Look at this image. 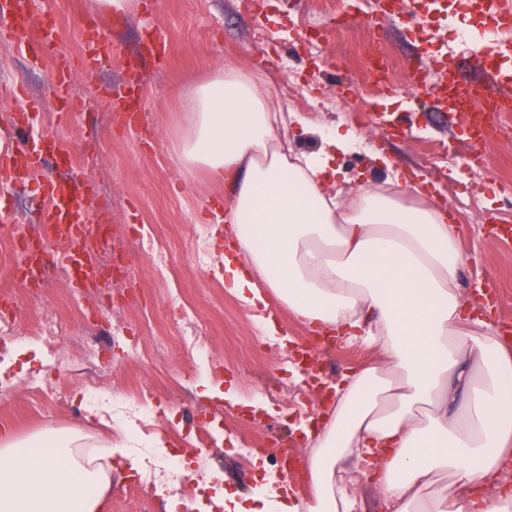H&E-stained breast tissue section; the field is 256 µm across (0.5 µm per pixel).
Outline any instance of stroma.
Segmentation results:
<instances>
[{
	"label": "stroma",
	"instance_id": "stroma-1",
	"mask_svg": "<svg viewBox=\"0 0 512 512\" xmlns=\"http://www.w3.org/2000/svg\"><path fill=\"white\" fill-rule=\"evenodd\" d=\"M329 13L317 14L316 0H264L267 35L254 36L253 7L245 0H148L140 12L125 18H106L101 28L112 47L109 64L86 70L83 29L93 16V0H34L36 17L53 20L57 50L73 67L72 100L85 101L68 120H61L52 93L53 64L49 58L0 43V143L11 144L10 116L15 96L27 95L39 105L40 129L63 143L90 185L92 211L112 226V242L103 247L117 265L131 267L132 280L114 283L110 298L95 316L86 318L69 299V284L52 257H45L39 288L26 292L10 277L16 262L13 240L35 235L48 219L46 208L33 198L37 185L30 179L6 189L5 200L15 220L0 233V291L21 296L26 313L0 334V364L7 365L0 381V430L30 438L45 430L80 432L86 443L103 447L116 442L118 429L137 436L135 449L144 462L143 473L112 469V484L104 512H167V495L160 489L171 482L165 464L170 458H189L202 475L197 512H206L224 490L249 496L263 484L278 481L279 468L246 461L243 447L258 440H295L294 452L306 459L308 439L299 438L302 416L319 407L322 395L305 388L301 366L290 362L287 350L271 342L248 308L214 274L224 250V212L229 193L203 171L180 172L173 142L181 124L180 93L185 84L230 62L267 78L272 92L287 100L306 120L309 129L292 126L289 139L295 150L316 151L320 135L352 121L374 147L361 156L339 155L338 178L345 187L357 180L386 179L389 172L416 178L425 198L440 204L458 231L459 248L467 261L463 286L492 278L495 317L512 318V243L493 235L489 216L512 221L502 204L512 190V139L489 145L491 166L478 174L465 169L470 151L459 119L438 112L433 97L413 88L388 91L364 85V62L342 44L331 29V14L348 15L359 23L367 0H329ZM317 27L323 34L322 58L307 57L291 23ZM162 27L169 49L140 73L139 129L121 130L112 122L115 100L123 96L127 63L137 56L154 27ZM443 49L464 81L484 78L477 54L476 24L464 14L453 21L438 19L433 27ZM379 53L398 68L413 73L426 54L416 31L386 20L376 30ZM289 68H282L283 58ZM358 87L359 94L343 112L315 109L314 104L340 91L341 84ZM389 106H380L381 98ZM410 113L414 131L389 138L381 129L382 113ZM207 252L197 265L196 252ZM178 294L193 318L192 328L174 323L166 300ZM54 310L67 326L59 343L67 367L57 377L63 396L94 389L106 423L85 417L82 405L46 412L35 407L19 386L22 377L51 371L47 357L26 363L18 347L29 344L39 310ZM275 318L289 343L312 348L317 367L339 372L379 360L378 350L360 344L322 345L312 330L295 321L286 308ZM134 330L142 354L130 358L126 330ZM98 355H89V348ZM211 378L214 395H202L199 382ZM218 412L215 440L206 451L195 447L198 420ZM168 445H153L155 433Z\"/></svg>",
	"mask_w": 512,
	"mask_h": 512
}]
</instances>
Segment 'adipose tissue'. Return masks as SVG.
<instances>
[{
  "mask_svg": "<svg viewBox=\"0 0 512 512\" xmlns=\"http://www.w3.org/2000/svg\"><path fill=\"white\" fill-rule=\"evenodd\" d=\"M174 146L185 172L227 184L224 285L248 308H287L312 330L378 347L343 375L312 439L313 493L272 487L224 512H355L370 485L387 512H512V348L473 318L446 212L392 178L336 183L351 131L295 152L297 115L228 63L182 93ZM133 435L92 448L76 432L0 433V512H102L113 464L138 471Z\"/></svg>",
  "mask_w": 512,
  "mask_h": 512,
  "instance_id": "obj_1",
  "label": "adipose tissue"
}]
</instances>
